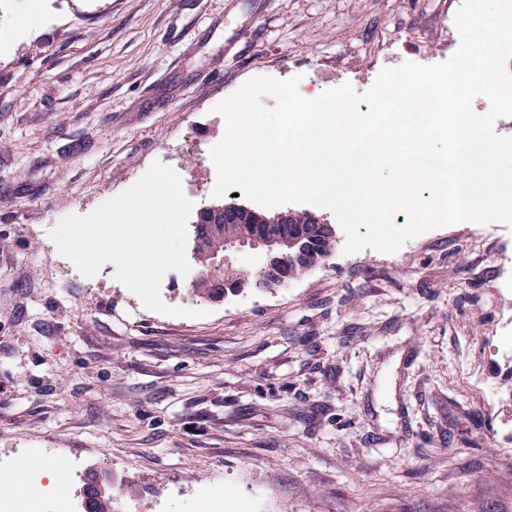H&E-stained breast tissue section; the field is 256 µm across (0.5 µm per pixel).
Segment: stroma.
Segmentation results:
<instances>
[{
	"label": "stroma",
	"instance_id": "stroma-1",
	"mask_svg": "<svg viewBox=\"0 0 512 512\" xmlns=\"http://www.w3.org/2000/svg\"><path fill=\"white\" fill-rule=\"evenodd\" d=\"M22 0L0 16V448L102 452L142 477L212 471L254 512H512V228L452 224L335 251L201 317L87 300L51 231L154 162L248 80L332 72L444 0Z\"/></svg>",
	"mask_w": 512,
	"mask_h": 512
}]
</instances>
